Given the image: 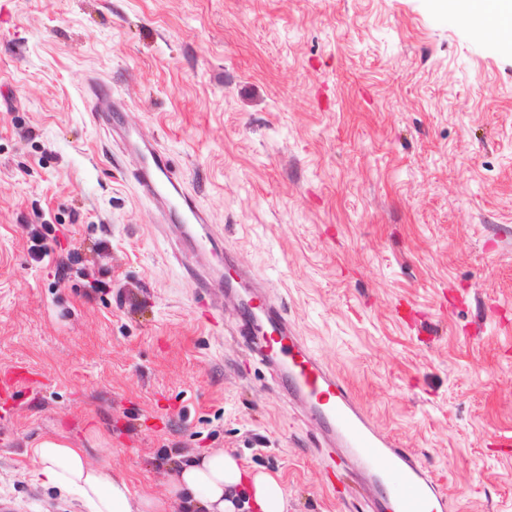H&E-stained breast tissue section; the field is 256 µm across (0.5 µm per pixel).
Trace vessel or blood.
<instances>
[{"mask_svg": "<svg viewBox=\"0 0 512 512\" xmlns=\"http://www.w3.org/2000/svg\"><path fill=\"white\" fill-rule=\"evenodd\" d=\"M87 92L93 114L112 122L119 106L111 92L99 82L91 83ZM137 181L145 197L164 205L166 216H179L185 224H205L204 212L165 153L150 149ZM237 334L261 357L278 358L289 401L303 406L322 432L330 470L348 496L365 499L369 512H450L452 502L443 481L416 452L378 428L352 389L314 357L273 298H266L257 315L243 316ZM357 470L370 474L372 490L354 482Z\"/></svg>", "mask_w": 512, "mask_h": 512, "instance_id": "b4317fda", "label": "vessel or blood"}]
</instances>
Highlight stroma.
<instances>
[{"instance_id": "stroma-1", "label": "stroma", "mask_w": 512, "mask_h": 512, "mask_svg": "<svg viewBox=\"0 0 512 512\" xmlns=\"http://www.w3.org/2000/svg\"><path fill=\"white\" fill-rule=\"evenodd\" d=\"M434 0H0V512H82L33 483L69 436L166 495L171 452L226 451L288 512L338 501L326 451L233 339L239 302L188 267L266 282L316 358L443 480L512 512V50ZM95 77L134 143L92 119ZM158 143L218 252L175 258L135 180ZM83 264L59 283L25 224ZM107 269L111 288L87 280ZM222 308L213 325L205 304ZM60 228L57 224H40V229L32 233V244L29 247L32 259L37 263L51 262L52 243L58 241L57 232Z\"/></svg>"}]
</instances>
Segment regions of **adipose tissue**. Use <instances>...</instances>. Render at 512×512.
Listing matches in <instances>:
<instances>
[{
  "label": "adipose tissue",
  "mask_w": 512,
  "mask_h": 512,
  "mask_svg": "<svg viewBox=\"0 0 512 512\" xmlns=\"http://www.w3.org/2000/svg\"><path fill=\"white\" fill-rule=\"evenodd\" d=\"M467 16H498L497 41L512 44V0H438ZM31 479L77 499L85 512H167L170 501L184 512H240L239 497L249 492L254 512H287L283 485L265 473L244 468L231 454L177 456L167 498L135 490L130 480L92 465L69 438L42 440L32 450Z\"/></svg>",
  "instance_id": "obj_1"
}]
</instances>
